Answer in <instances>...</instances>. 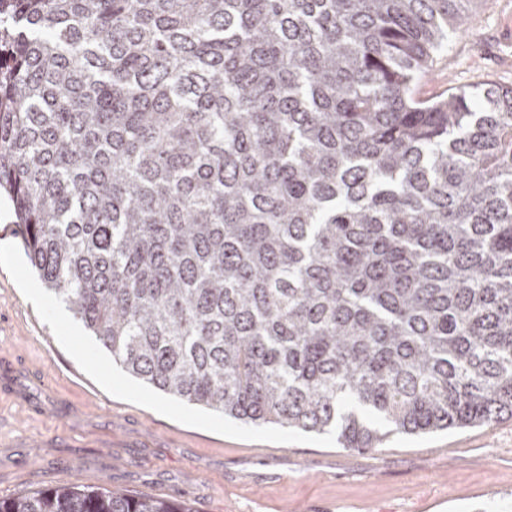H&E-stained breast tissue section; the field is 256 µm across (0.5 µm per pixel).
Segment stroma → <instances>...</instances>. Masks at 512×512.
Here are the masks:
<instances>
[{"instance_id": "stroma-1", "label": "stroma", "mask_w": 512, "mask_h": 512, "mask_svg": "<svg viewBox=\"0 0 512 512\" xmlns=\"http://www.w3.org/2000/svg\"><path fill=\"white\" fill-rule=\"evenodd\" d=\"M512 86V0H483L415 86ZM0 497L46 487L185 500L199 512H512V418L382 448L254 426L123 372L31 266L0 198Z\"/></svg>"}]
</instances>
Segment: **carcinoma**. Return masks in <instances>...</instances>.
Instances as JSON below:
<instances>
[{
  "label": "carcinoma",
  "instance_id": "obj_1",
  "mask_svg": "<svg viewBox=\"0 0 512 512\" xmlns=\"http://www.w3.org/2000/svg\"><path fill=\"white\" fill-rule=\"evenodd\" d=\"M479 2L0 0L32 267L116 365L226 417L375 450L512 416V86L414 94Z\"/></svg>",
  "mask_w": 512,
  "mask_h": 512
}]
</instances>
